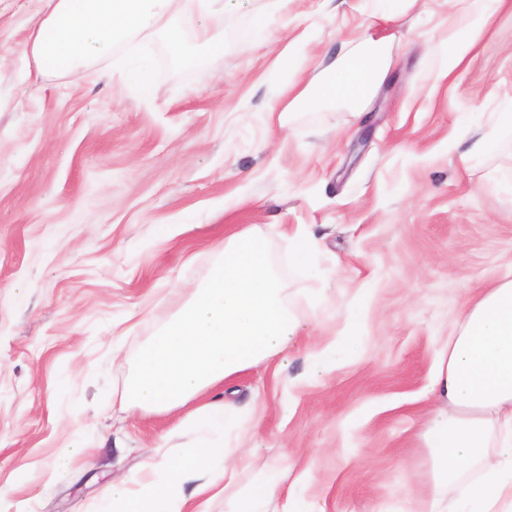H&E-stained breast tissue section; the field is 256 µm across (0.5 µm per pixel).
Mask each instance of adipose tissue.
I'll return each mask as SVG.
<instances>
[{
  "mask_svg": "<svg viewBox=\"0 0 512 512\" xmlns=\"http://www.w3.org/2000/svg\"><path fill=\"white\" fill-rule=\"evenodd\" d=\"M26 44L35 77L88 75L105 61L132 82L147 80L148 54L134 42L173 10L175 0H43ZM216 0H196L207 54L186 57L188 68L208 78V54L225 43H242L246 30L220 26ZM464 24L448 26L444 75H452L475 47L499 0L470 13L468 0H450ZM416 0H377L376 34L358 49L337 56L324 75L299 90L305 104H365L384 82L396 21ZM122 55H115L117 46ZM300 331L288 297L274 276L266 239L244 228L224 240L221 269L192 301L153 336L122 403L153 413H179V425L195 435L179 456L159 451L128 479L111 486L94 512H199L203 496L223 497L228 512H268L283 497L282 512H298V491L311 476L303 469L290 484L283 458L258 461L252 447L264 405L260 396L241 405L207 398L209 388L269 362L287 350ZM431 407L419 439L432 460L424 512H512V279L481 289L448 336L427 387ZM257 478L239 484L240 468ZM485 493H475V485Z\"/></svg>",
  "mask_w": 512,
  "mask_h": 512,
  "instance_id": "obj_1",
  "label": "adipose tissue"
}]
</instances>
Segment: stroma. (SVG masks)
<instances>
[{"instance_id":"35a3bbf8","label":"stroma","mask_w":512,"mask_h":512,"mask_svg":"<svg viewBox=\"0 0 512 512\" xmlns=\"http://www.w3.org/2000/svg\"><path fill=\"white\" fill-rule=\"evenodd\" d=\"M222 0L245 44L204 52L189 0L150 42L131 89L97 63L28 78L41 0H0V512H92L155 448L185 451L175 417L112 400L148 341L252 227L301 323L281 356L212 396L266 400L260 458L312 462L301 512H418L430 461L414 434L438 352L477 289L512 271V148L469 156L512 97V0L441 78L446 0L393 24L388 79L360 109L290 105L302 78L357 45L372 0ZM324 280L290 271L298 237ZM362 317L363 350L318 375L307 354ZM86 449L49 466L69 442ZM25 479H18L19 466Z\"/></svg>"}]
</instances>
